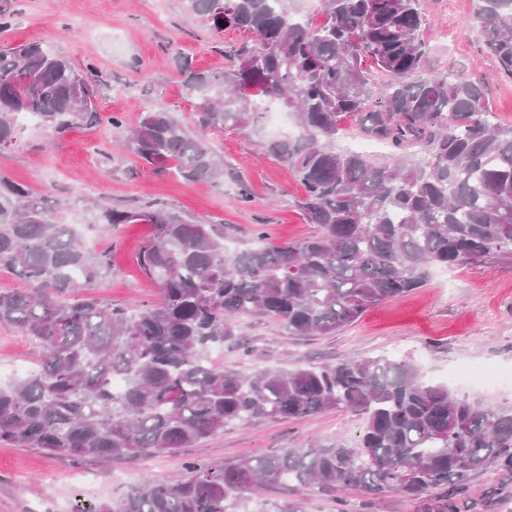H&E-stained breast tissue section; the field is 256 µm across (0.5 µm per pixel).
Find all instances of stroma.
Listing matches in <instances>:
<instances>
[{"label": "stroma", "instance_id": "1", "mask_svg": "<svg viewBox=\"0 0 512 512\" xmlns=\"http://www.w3.org/2000/svg\"><path fill=\"white\" fill-rule=\"evenodd\" d=\"M426 24L420 32L429 51L418 77L464 75L487 88L499 122L512 125V77L503 74L485 47L474 0H421ZM11 25L0 45L37 41L83 68L105 73L97 109L116 114L122 128L78 126L58 133L35 123L18 127L0 148V181L29 188L72 225L85 248L107 253L110 267L97 296L133 309L157 302L160 287L140 270L137 256L151 240L149 224L106 227L100 210L151 209L190 224H219L233 248L297 241L319 234L301 209L304 189L267 151L274 134L265 125H244L208 136L224 159V182L186 183L171 171L143 163L122 141L142 113L164 110L188 129L196 127V104L182 86L180 68H227L229 44L243 33L219 32L201 21L189 0H167L155 13L151 0H0ZM251 190L250 201L239 194ZM44 350L0 324V381L34 369ZM224 369L293 370L313 363L405 359L423 380L444 384L458 396L490 408L512 407V267H434L425 284L384 301L356 323L325 335L291 336L270 317H246L237 336L210 349ZM363 420L331 409L289 422L230 425L216 437L175 453L154 452L115 459L57 456L40 448L0 444V512H74L81 503L119 498L146 479L183 474L193 460L234 461L275 456L316 438L357 447ZM459 512H512V473L489 469L454 496ZM300 502L303 512H438L444 497L410 499L393 494L372 502L359 489L337 493L307 487L253 495L252 512L274 502Z\"/></svg>", "mask_w": 512, "mask_h": 512}]
</instances>
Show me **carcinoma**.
Masks as SVG:
<instances>
[{
    "label": "carcinoma",
    "mask_w": 512,
    "mask_h": 512,
    "mask_svg": "<svg viewBox=\"0 0 512 512\" xmlns=\"http://www.w3.org/2000/svg\"><path fill=\"white\" fill-rule=\"evenodd\" d=\"M223 31L229 69L189 71L198 134L166 111L146 112L125 140L134 155L188 183L224 182L207 131L257 124L246 92L283 101L303 134L267 150L302 184L317 236L229 250L213 224L153 210L104 209V224L155 227L139 263L160 286L135 311L91 296L108 268L69 224L30 198L0 191V271L28 283L0 291V323L45 349L42 365L0 385V442L86 459L174 453L232 423L291 421L345 409L365 419L359 447L318 442L279 456L190 461L177 480L146 478L120 498L76 512H243L259 487L357 488L372 500L453 496L490 467L512 472V408L490 409L429 385L408 360L376 359L242 373L207 350L236 335L237 319L272 316L291 336L329 334L426 282L429 269L512 265V126L495 119L483 86L435 77L411 82L426 52L420 0H328L315 28L288 0H190ZM485 45L512 76V0H475ZM370 60L373 69L365 67ZM105 78L40 43L0 48V147L30 114L54 130L107 122ZM390 155L336 150L344 116L364 111ZM124 390L112 391V380Z\"/></svg>",
    "instance_id": "cac0c4a2"
}]
</instances>
